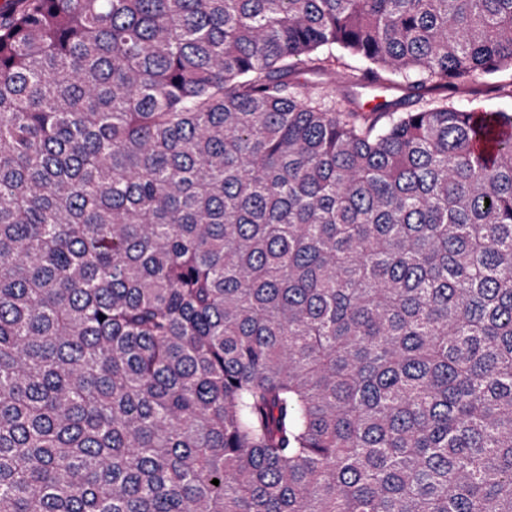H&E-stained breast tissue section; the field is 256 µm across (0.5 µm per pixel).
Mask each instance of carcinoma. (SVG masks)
<instances>
[{
    "label": "carcinoma",
    "mask_w": 512,
    "mask_h": 512,
    "mask_svg": "<svg viewBox=\"0 0 512 512\" xmlns=\"http://www.w3.org/2000/svg\"><path fill=\"white\" fill-rule=\"evenodd\" d=\"M12 2L0 512H512V0ZM452 100L456 106L471 111L512 113V72L507 70L492 77H466L460 81V90ZM367 79L362 80L364 85H353V86H343L339 89V94H346L355 102V105L359 106H367L368 101H372L375 98H379L381 100L392 101V104L398 100L404 99L407 97L408 92L401 87L388 85L386 88H383L385 92L373 91L372 88H365L366 86H370L366 84ZM362 94L361 97L359 94ZM378 96V97H374ZM364 106L365 109H368Z\"/></svg>",
    "instance_id": "obj_1"
}]
</instances>
